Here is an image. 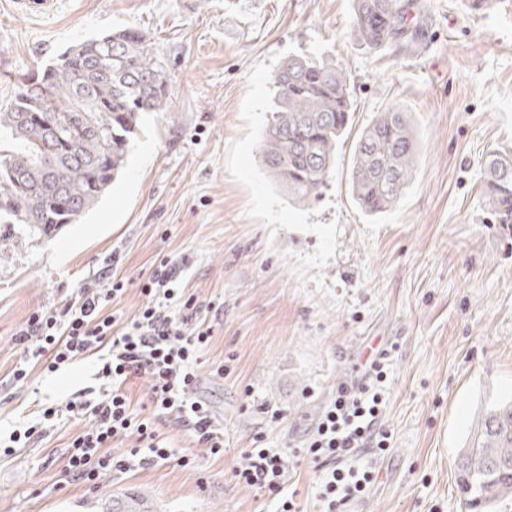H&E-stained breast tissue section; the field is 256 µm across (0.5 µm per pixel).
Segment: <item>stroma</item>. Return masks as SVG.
<instances>
[{"mask_svg": "<svg viewBox=\"0 0 512 512\" xmlns=\"http://www.w3.org/2000/svg\"><path fill=\"white\" fill-rule=\"evenodd\" d=\"M426 3L432 24L412 54L361 45L352 0H57L45 16L0 0V109L33 68L115 30L145 36L169 82L166 110L144 116L123 175L79 223L48 240L0 220V436L34 424L35 402L61 406L98 385L90 360L14 380L30 314L109 264L148 276L161 254L183 260L190 294L220 306L198 393L224 427L217 459L162 423L193 465L106 474L89 488L62 470L87 426L66 420L0 452V512H101L129 494L152 512H275L232 478L257 436L282 451L301 512H318L319 473L295 451L377 347L389 351L393 439L370 493L345 512H468L458 450L480 411L512 399V224L491 211L481 167L492 151L512 157V0L481 12ZM295 54L345 72L354 129L395 105L406 113L418 154L388 212L367 217L351 199L352 138L307 206L261 167L272 77Z\"/></svg>", "mask_w": 512, "mask_h": 512, "instance_id": "stroma-1", "label": "stroma"}]
</instances>
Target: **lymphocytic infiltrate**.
<instances>
[{"label":"lymphocytic infiltrate","instance_id":"obj_1","mask_svg":"<svg viewBox=\"0 0 512 512\" xmlns=\"http://www.w3.org/2000/svg\"><path fill=\"white\" fill-rule=\"evenodd\" d=\"M131 281L116 269H102L76 289L61 306L33 312L18 333L22 360L13 377L26 382L33 369L55 373L93 358L100 386L94 396L74 394L64 407L39 405L40 421L87 418L89 428L68 445L63 470L69 481L95 486L101 473L175 464L188 466L163 439L158 427L172 420L205 444L213 457L224 455V429L210 404L197 395V370L212 335L208 309L185 295L180 264L165 255L155 260L139 293L144 303L129 317L111 310ZM384 353L365 361L357 379L339 384L303 444L322 475L317 498L321 512H341L348 501L365 495L375 481V459L391 446L382 425L387 374ZM148 384L146 411H138L130 391L133 380ZM134 438V447L113 451L114 442ZM246 462L235 470L237 483L257 495L279 499L280 512H298L284 493L282 452L253 444Z\"/></svg>","mask_w":512,"mask_h":512}]
</instances>
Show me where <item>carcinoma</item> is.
I'll list each match as a JSON object with an SVG mask.
<instances>
[{"label":"carcinoma","instance_id":"cac0c4a2","mask_svg":"<svg viewBox=\"0 0 512 512\" xmlns=\"http://www.w3.org/2000/svg\"><path fill=\"white\" fill-rule=\"evenodd\" d=\"M429 20L421 0H353L356 35L368 48L414 51ZM273 87L261 162L295 201L310 203L326 185L336 146L353 122L345 74L331 61L290 55ZM168 93L162 63L134 30L68 47L0 112V129L12 141L0 150L3 210L42 238L78 223L125 167L143 116L163 111ZM415 155L413 131L398 107L378 113L360 132L349 191L365 214L395 205L412 178ZM485 167L491 210L512 219V159L493 153ZM456 466L472 512H491L512 498V402L482 411Z\"/></svg>","mask_w":512,"mask_h":512}]
</instances>
